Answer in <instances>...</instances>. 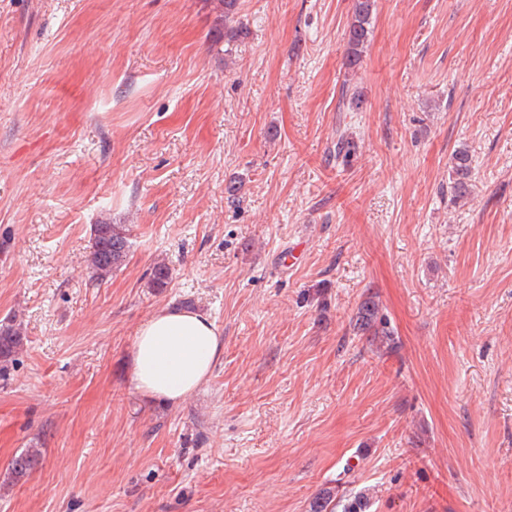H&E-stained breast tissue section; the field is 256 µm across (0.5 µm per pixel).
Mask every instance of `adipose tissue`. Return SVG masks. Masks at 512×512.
Listing matches in <instances>:
<instances>
[{"instance_id": "obj_1", "label": "adipose tissue", "mask_w": 512, "mask_h": 512, "mask_svg": "<svg viewBox=\"0 0 512 512\" xmlns=\"http://www.w3.org/2000/svg\"><path fill=\"white\" fill-rule=\"evenodd\" d=\"M223 353L221 332L208 314L167 307L138 329L131 382L149 398L177 404L209 379Z\"/></svg>"}]
</instances>
